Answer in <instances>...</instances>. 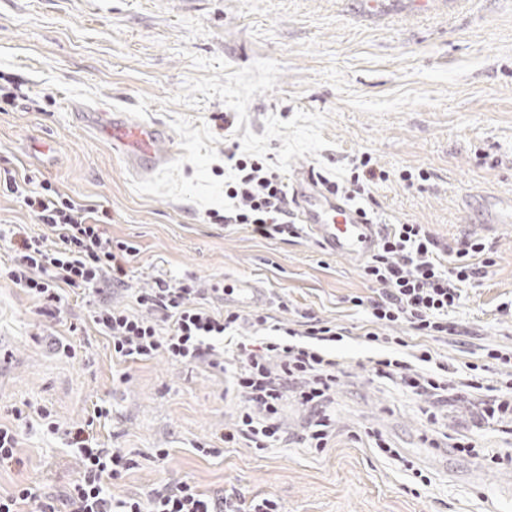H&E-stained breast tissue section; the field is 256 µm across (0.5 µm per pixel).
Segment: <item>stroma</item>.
<instances>
[{"mask_svg": "<svg viewBox=\"0 0 512 512\" xmlns=\"http://www.w3.org/2000/svg\"><path fill=\"white\" fill-rule=\"evenodd\" d=\"M5 92L16 99L0 112V167L40 171L61 192L103 205L113 238L138 245L113 305L134 308L135 289L159 275L187 273L207 286L247 277L268 288L263 309L274 322L308 313L351 336L336 347L343 375L327 448L227 447L238 402L222 372L161 354L113 361L88 302L69 298L52 318L0 278V423L33 409L15 421L19 460L0 467V493L21 481L65 493L79 459L36 411L80 426L103 402L111 415L99 442L135 462L112 486L121 498L188 482L245 501L270 496L283 512H488L512 463L429 447L416 404L373 377L368 317L350 302L374 291L360 266L309 235L265 239L207 212L224 208V161L235 150L270 156L289 178L345 174L365 152L393 174L427 170L430 180L414 188L395 177L373 186L375 212L428 225L448 243L484 238L494 251L455 313L472 336L433 348L455 363L481 345L512 346V316L498 310L512 300V225L484 227L472 205L512 194V0H0ZM76 104L165 127L171 163L131 167L79 122ZM227 112L236 119L226 130ZM55 338L76 357L53 350ZM366 427L417 461L431 486L407 491L404 471L355 439ZM200 444L214 454L197 452ZM160 448L167 458H157Z\"/></svg>", "mask_w": 512, "mask_h": 512, "instance_id": "1", "label": "stroma"}]
</instances>
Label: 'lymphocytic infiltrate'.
<instances>
[{"instance_id": "lymphocytic-infiltrate-1", "label": "lymphocytic infiltrate", "mask_w": 512, "mask_h": 512, "mask_svg": "<svg viewBox=\"0 0 512 512\" xmlns=\"http://www.w3.org/2000/svg\"><path fill=\"white\" fill-rule=\"evenodd\" d=\"M389 171L375 165L370 154L357 156L348 176L326 181L334 194L352 203L369 200L371 188L386 182ZM0 181L15 195L44 234L0 229V245L14 252L6 278L41 302L48 315L61 311L67 294L96 297L90 320L111 341L112 355L123 363H139L165 355L179 363L202 362L229 374L242 406L225 444L244 441L254 448H284L289 440L281 423L284 401L295 399L305 412L297 443L315 450L327 447L335 429L331 414L342 368L332 352L348 330L310 318L303 329L270 324L260 312H217L204 301L205 288L193 277H155L134 295L137 311L112 306L105 295L127 283V265L139 250L113 240L105 229L111 217L101 206L61 193L45 179L13 169L0 172ZM217 223L245 224L257 235L273 239L298 236L292 220L288 184L262 155L239 156L224 182L223 210L209 211ZM490 245L466 237L455 246L442 243L423 224H385L378 247L362 268L365 281L379 285L377 296L353 298L370 326L363 336L379 351L370 358L373 375L419 402L429 423L455 403L471 412L470 427L512 433V347L484 348L480 361L452 366L427 346V339L460 335L451 315L463 300L464 288L484 277L492 261ZM404 324L421 343L389 335ZM260 334L257 343H237L229 357L217 346L233 338L241 326ZM504 367L495 383H487V362ZM110 407L95 405L84 425L61 428L50 411L39 410L48 432L63 433L82 463L79 478L60 497L37 494L27 483L0 494V512H281L265 497L243 502L231 495H209L189 483L157 490L147 497L112 495V481L132 469L122 451L100 447L89 429L108 419Z\"/></svg>"}]
</instances>
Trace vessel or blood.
Returning <instances> with one entry per match:
<instances>
[{"label": "vessel or blood", "mask_w": 512, "mask_h": 512, "mask_svg": "<svg viewBox=\"0 0 512 512\" xmlns=\"http://www.w3.org/2000/svg\"><path fill=\"white\" fill-rule=\"evenodd\" d=\"M100 129L136 169L158 170L170 160L169 154L159 148L165 135L159 125L144 124L132 120L128 113L112 110L102 112ZM291 192L294 218L324 250L352 263L372 254L380 235L379 225L367 223L358 208L328 191L311 172L297 173ZM485 221L512 224V195L494 197ZM267 300L266 289L249 278L237 281L231 293L232 303L243 308L260 306Z\"/></svg>", "instance_id": "obj_1"}]
</instances>
